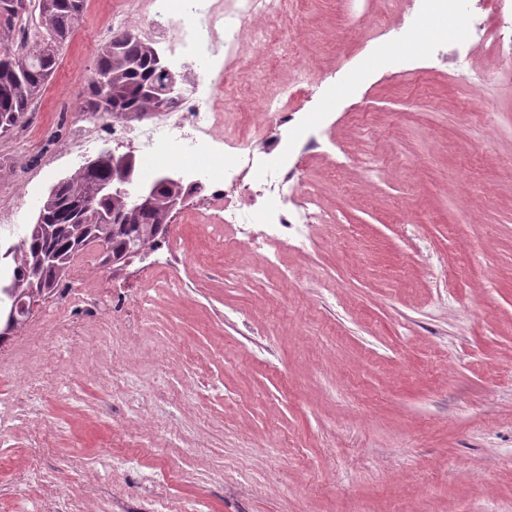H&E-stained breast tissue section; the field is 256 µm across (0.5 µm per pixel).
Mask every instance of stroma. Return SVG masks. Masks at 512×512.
<instances>
[{"mask_svg":"<svg viewBox=\"0 0 512 512\" xmlns=\"http://www.w3.org/2000/svg\"><path fill=\"white\" fill-rule=\"evenodd\" d=\"M110 0H86L28 126L0 157L44 197L74 172L49 106L84 98ZM448 20L413 0H291L308 40L271 65L244 29L253 94L305 83L289 128L225 104L224 128L278 142L326 213L307 238L214 257L204 195L169 224V251L106 265L91 245L103 323L39 301L63 338L50 390L21 379L35 337L0 342V401L39 424L0 428V502L31 512H512V64L497 0ZM395 55L386 48L408 30ZM332 84L333 97L323 87Z\"/></svg>","mask_w":512,"mask_h":512,"instance_id":"1","label":"stroma"}]
</instances>
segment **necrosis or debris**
Returning a JSON list of instances; mask_svg holds the SVG:
<instances>
[{
  "label": "necrosis or debris",
  "instance_id": "necrosis-or-debris-1",
  "mask_svg": "<svg viewBox=\"0 0 512 512\" xmlns=\"http://www.w3.org/2000/svg\"><path fill=\"white\" fill-rule=\"evenodd\" d=\"M287 0H138L128 7L116 0L111 8V34L133 33L138 40L164 45L166 53L197 68L191 90L177 105L153 112L148 123L136 126L124 119L75 123L64 145L67 153L82 155L112 144L134 145L143 160L160 168L170 162L181 164L184 173L199 179L210 210L212 224H261L265 230L253 240L254 248L280 241L288 232L304 235L308 225L322 218L318 199L304 193L296 205L288 203L289 172L275 164L266 165L265 175L255 183L246 177L257 154H270L268 145L254 146L250 135L227 136L219 108L227 89L242 92L246 77L243 27L256 23L255 33L267 53L287 61L289 53L303 50L305 41L292 25L269 33L259 20L283 13ZM140 22H132L131 12ZM222 70L223 81L210 73ZM265 199L260 211L243 209L232 199L234 191Z\"/></svg>",
  "mask_w": 512,
  "mask_h": 512
}]
</instances>
